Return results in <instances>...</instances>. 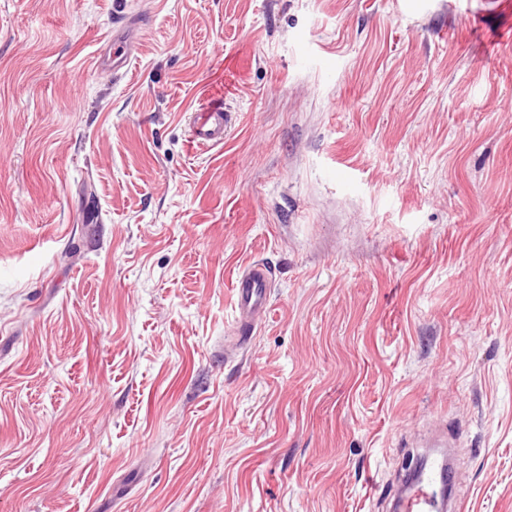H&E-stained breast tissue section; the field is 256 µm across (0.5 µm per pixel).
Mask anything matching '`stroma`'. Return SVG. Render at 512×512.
Masks as SVG:
<instances>
[{"mask_svg": "<svg viewBox=\"0 0 512 512\" xmlns=\"http://www.w3.org/2000/svg\"><path fill=\"white\" fill-rule=\"evenodd\" d=\"M451 435L512 512V0H0V512H394ZM226 127L224 104L213 103L196 113L190 125L189 143L193 147L223 145ZM232 288L235 323L250 331L269 311L271 272L264 263L254 262L239 272Z\"/></svg>", "mask_w": 512, "mask_h": 512, "instance_id": "stroma-1", "label": "stroma"}]
</instances>
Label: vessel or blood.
Returning <instances> with one entry per match:
<instances>
[{"label":"vessel or blood","mask_w":512,"mask_h":512,"mask_svg":"<svg viewBox=\"0 0 512 512\" xmlns=\"http://www.w3.org/2000/svg\"><path fill=\"white\" fill-rule=\"evenodd\" d=\"M227 119L224 106L214 103L198 112L190 125L189 142L196 147H214L224 142ZM235 323L238 328L248 330L262 320L270 307L271 272L261 262L243 268L233 283ZM441 457L427 462V471L422 479L406 486L396 501V512H445L446 508H458L456 499L439 501L436 490L440 480Z\"/></svg>","instance_id":"obj_1"}]
</instances>
